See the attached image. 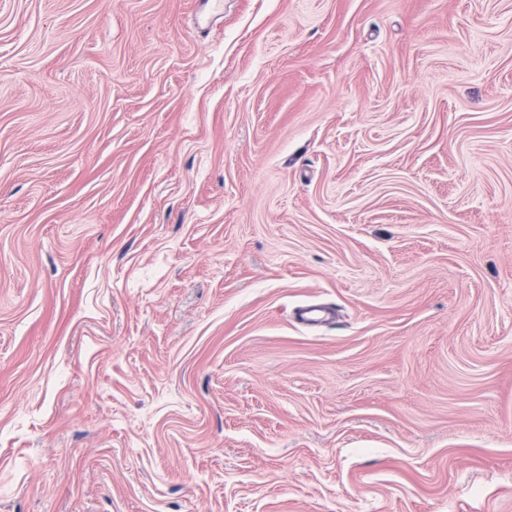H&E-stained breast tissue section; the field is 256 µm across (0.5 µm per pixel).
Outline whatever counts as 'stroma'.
Returning <instances> with one entry per match:
<instances>
[{
	"instance_id": "stroma-1",
	"label": "stroma",
	"mask_w": 512,
	"mask_h": 512,
	"mask_svg": "<svg viewBox=\"0 0 512 512\" xmlns=\"http://www.w3.org/2000/svg\"><path fill=\"white\" fill-rule=\"evenodd\" d=\"M0 512H512V0H0Z\"/></svg>"
}]
</instances>
